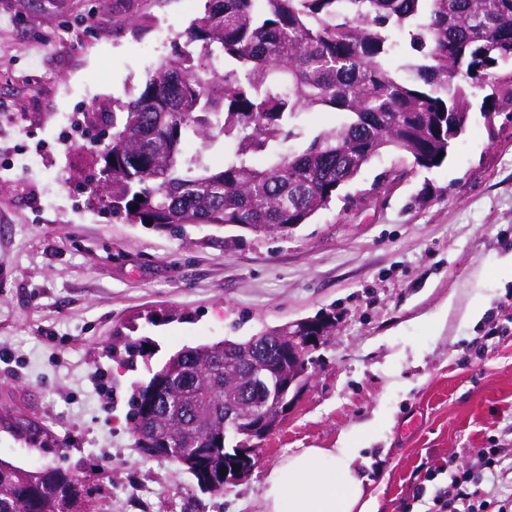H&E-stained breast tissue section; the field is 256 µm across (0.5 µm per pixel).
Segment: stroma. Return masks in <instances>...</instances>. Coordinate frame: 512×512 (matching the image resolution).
I'll return each mask as SVG.
<instances>
[{
	"label": "stroma",
	"mask_w": 512,
	"mask_h": 512,
	"mask_svg": "<svg viewBox=\"0 0 512 512\" xmlns=\"http://www.w3.org/2000/svg\"><path fill=\"white\" fill-rule=\"evenodd\" d=\"M129 0H0V459L81 467L100 512H262L266 470L360 430L377 512H426L471 464L512 461V126L474 117L447 163L374 159L349 190L288 237L125 224L89 201L92 143L66 147L61 115L143 87L156 28L184 32L202 0H157L153 21L118 20ZM487 310L465 313L474 299ZM331 310L336 332L310 380L223 492L146 456L127 423L134 384L186 346L242 338ZM153 343L148 362L112 357L116 330ZM37 422L41 438L10 429Z\"/></svg>",
	"instance_id": "obj_1"
}]
</instances>
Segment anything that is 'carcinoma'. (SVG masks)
<instances>
[{"mask_svg": "<svg viewBox=\"0 0 512 512\" xmlns=\"http://www.w3.org/2000/svg\"><path fill=\"white\" fill-rule=\"evenodd\" d=\"M478 90L488 127L501 116L512 123V0H205L138 94L85 113L92 123L112 117L100 150L112 170L90 197L128 224L286 236L387 152L441 167L472 120ZM314 110L341 122L289 149L293 122ZM189 138L205 150L227 138L235 149L215 170L202 152L186 155ZM308 321L311 336L336 327L332 312ZM302 323L170 355L128 400L137 447L188 471L200 489L223 492L233 466L253 468L259 449L257 420L224 424L237 354L253 349L282 386L309 369L315 347L292 362L265 337ZM93 500L76 468L0 460V512H96Z\"/></svg>", "mask_w": 512, "mask_h": 512, "instance_id": "obj_1", "label": "carcinoma"}]
</instances>
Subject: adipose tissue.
I'll list each match as a JSON object with an SVG mask.
<instances>
[{
  "label": "adipose tissue",
  "mask_w": 512,
  "mask_h": 512,
  "mask_svg": "<svg viewBox=\"0 0 512 512\" xmlns=\"http://www.w3.org/2000/svg\"><path fill=\"white\" fill-rule=\"evenodd\" d=\"M359 458L350 435L332 448H306L283 457L266 472L262 512H376Z\"/></svg>",
  "instance_id": "obj_1"
}]
</instances>
